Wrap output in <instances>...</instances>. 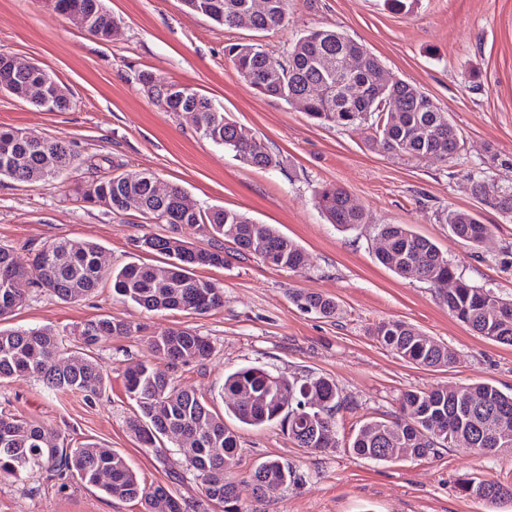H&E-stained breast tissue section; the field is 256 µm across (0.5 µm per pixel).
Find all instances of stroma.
Returning <instances> with one entry per match:
<instances>
[{"label": "stroma", "instance_id": "1", "mask_svg": "<svg viewBox=\"0 0 512 512\" xmlns=\"http://www.w3.org/2000/svg\"><path fill=\"white\" fill-rule=\"evenodd\" d=\"M119 21L107 41L48 10L42 0H0V51L29 58L72 93L71 106L44 112L0 93V126L72 145L82 165L65 188L0 181V244L22 262L56 239L90 240L105 250L106 265H164L137 238L166 233L78 202L77 185L111 174L113 163L148 171L180 188L198 207L233 209L299 242L310 264L294 272L236 255L226 245L221 267L197 269L199 278L224 290L222 307L205 314L148 311L112 294L110 283L70 303L29 287L7 321L9 327L49 326L77 344L85 323L101 316L125 321L131 335L93 352L111 383L99 400L54 393L32 378L0 381V414L57 426L69 444L98 442L121 453L143 484L168 485L183 503L204 504L201 486L174 441L141 444L127 422L136 404L122 371L152 361L148 340L188 328L212 347L207 360L181 364L172 375L183 387L223 412L217 395L225 373L260 366L285 376L333 380L349 403L336 415L338 446L322 452L295 447L280 426L238 427L242 461L233 473L244 512H490L483 501L459 494V481L478 476L512 481V456L442 448L437 454L376 462L349 454L362 420L400 412L408 390L443 383L489 382L512 391V347L473 335L448 312L438 292L403 278L375 258V227L406 224L433 241L472 285L512 294V214L477 197L476 182L512 187V0H416L396 12L384 0H290L287 22L272 32L223 27L190 13L182 0H105ZM334 28L361 43L395 79L431 96L466 140L453 161H407L373 146L364 129L318 124L285 101L268 98L240 79L224 54L227 44L258 42L269 52L288 49L307 30ZM150 70L187 85L221 106L278 156L275 168L257 170L200 136L191 119L167 112L144 92L139 75ZM338 185L371 217L350 230L330 224L315 200L317 189ZM476 214L494 230L480 248L454 237L448 209ZM337 300L335 318L300 310L295 290ZM401 320L457 355L442 370L422 368L392 355L369 335L381 321ZM267 458L288 462L297 486L255 498L251 466ZM0 512H145L140 501H121L98 488L69 481L60 487L47 473L0 481Z\"/></svg>", "mask_w": 512, "mask_h": 512}]
</instances>
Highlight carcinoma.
<instances>
[{
	"label": "carcinoma",
	"mask_w": 512,
	"mask_h": 512,
	"mask_svg": "<svg viewBox=\"0 0 512 512\" xmlns=\"http://www.w3.org/2000/svg\"><path fill=\"white\" fill-rule=\"evenodd\" d=\"M194 14L228 27L249 13L250 0H183ZM289 0H267L266 10L248 20L247 29L262 33L281 26L288 16ZM54 10L64 17L93 16L90 33L108 40L119 23L103 0H55ZM356 41L335 29L303 33L281 55L275 57L259 43H231L224 53L237 75L261 94L285 101L328 126L350 128L365 125L371 141L382 149L407 159L439 156L455 158L464 150V139L433 99L417 86L390 79L379 60L365 52V62L344 78L336 62ZM363 87L359 97L342 91L343 80ZM42 80L35 68L19 69L7 93L18 99ZM327 85L330 93L318 94ZM191 108L197 114L200 135L231 151L248 166L266 169L279 165L268 146L238 125L212 102L189 88L187 95L167 103L166 111ZM19 128H0V180L26 183L36 173L50 175L53 186L68 171L78 167L79 153L62 141L19 136ZM156 177L147 171L120 170L76 188L82 200L94 197L97 206L113 215L128 212L127 202L136 205L146 224H166V235H149L140 240L145 251L164 254L162 266L128 263L110 271L112 293L148 311L182 309L204 314L224 304V291L195 275L200 266L224 265V243L236 245L239 255L258 257L292 271L306 268L309 256L296 241L271 224H259L246 215L226 208L202 209L181 203L184 193L160 197L154 191ZM475 194L495 200L497 207L512 213V189L494 182H480ZM318 207L330 223L354 229L368 223L365 210L351 203L349 193L338 186L315 191ZM446 223L451 233L477 247L491 234L469 211L448 210ZM186 227L208 234L207 248H198L180 237ZM376 239L377 260L393 273L413 277L438 290L448 313L476 335L512 347V299L491 289L467 283L429 239L407 224H380ZM100 245L74 239H59L43 245L32 260L23 264L14 250L0 246V321L24 300V282L63 301H78L93 293L103 280ZM293 302L303 311L324 318L336 317L337 303L330 296L298 291ZM132 335L131 326L110 317L88 321L81 331L82 346L65 347L59 333L50 327L13 329L0 327V380L33 377L50 390L79 393L92 403L98 400L110 379L92 351L114 336ZM370 335L399 359L429 368H446L456 361L448 344L425 336L401 321H382ZM158 362H139L124 372L126 391L137 406L128 428L145 445L163 438L182 437L178 443L185 463L200 480L206 501L223 505L224 512H242L237 484L229 477L241 461L237 433L228 428L229 416L243 425L261 427L280 422L288 439L298 448L325 451L338 445L335 417L346 406L336 383L324 377L287 378L262 367L249 366L224 376L218 395L224 401V416L213 413L192 390L181 387L169 368L181 363L206 360L210 342L185 329H172L149 339ZM470 448L480 454L512 452V391L503 392L490 383L441 384L428 390L404 394L401 414L388 419L364 420L347 446L348 452L376 462L403 457H425L440 448ZM43 470L60 481L78 479L120 500H139L146 512H184L183 503L163 484H141L126 458L99 443L72 447L60 430L39 421L0 416V481L19 479ZM301 480L296 470L278 459L257 463L250 481L256 496L286 489ZM459 492L491 505L512 502V482L469 478L460 482Z\"/></svg>",
	"instance_id": "carcinoma-1"
}]
</instances>
